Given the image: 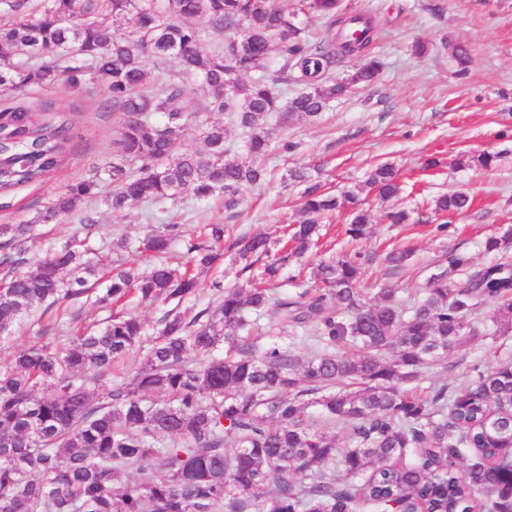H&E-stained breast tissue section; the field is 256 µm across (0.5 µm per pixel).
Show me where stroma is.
<instances>
[{"label":"stroma","instance_id":"obj_1","mask_svg":"<svg viewBox=\"0 0 512 512\" xmlns=\"http://www.w3.org/2000/svg\"><path fill=\"white\" fill-rule=\"evenodd\" d=\"M348 13L370 17L376 34L363 55L345 56L336 70L342 78L360 66L365 56L380 58L384 67L375 82L354 87L347 95L330 102L320 115L291 113L268 119L274 150L268 161L272 180L240 193L237 210L225 212L221 201L197 203L180 200L158 211L145 202L131 204L114 214L103 198L84 200L78 212L57 222L37 227L38 237L28 243V256L38 259L63 245L77 233L84 213H91L100 229L88 240L92 258L99 262L88 282L105 288L104 276L112 263V241L124 236L137 241L159 225H185L188 235H199L202 225H225L226 240L261 234L270 242L283 236L286 225L299 222L300 189L285 185L292 168H301L315 180L339 193L355 190L371 213V231L358 242L342 231L346 214L329 219L318 248L301 262L288 265L284 277L296 276L306 287L319 284L320 261L358 251L374 255L363 275L369 293L380 288L399 289L405 301L425 296L430 276L445 265L448 250L465 253L473 267L491 261L484 250L485 239L512 227V0H343ZM467 50L466 61L452 54L454 46ZM107 92L75 89L67 80L31 88L19 97L18 105L32 107L43 102L55 105L44 113L55 120L63 109L73 136L72 155L47 180L15 187L0 198V224H23L33 220L51 199L88 177L91 169L110 163L121 122L119 113L104 105ZM223 124L226 143L233 157H240L248 132L230 115L212 113L190 123L182 145L203 148L205 124ZM290 151H281L283 143ZM484 151L500 153L489 170L456 167L463 154ZM440 161L437 168L424 167L426 159ZM393 164L405 181L395 198L380 201L369 192L365 180L376 165ZM457 190L475 199L464 215L454 217L449 228L421 223L433 200ZM406 211L409 221L392 224L387 212ZM410 250L406 266L391 269L384 256L391 248ZM111 307L80 298L51 309H37L0 346V366L14 351L44 337L52 345L68 343L74 331L91 323L107 321ZM512 360V335L472 338L447 361L428 365L422 385L434 391L457 387L474 369H487Z\"/></svg>","mask_w":512,"mask_h":512}]
</instances>
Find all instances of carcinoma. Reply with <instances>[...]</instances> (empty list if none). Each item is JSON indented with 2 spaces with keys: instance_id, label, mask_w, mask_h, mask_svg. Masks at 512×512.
I'll return each mask as SVG.
<instances>
[{
  "instance_id": "carcinoma-1",
  "label": "carcinoma",
  "mask_w": 512,
  "mask_h": 512,
  "mask_svg": "<svg viewBox=\"0 0 512 512\" xmlns=\"http://www.w3.org/2000/svg\"><path fill=\"white\" fill-rule=\"evenodd\" d=\"M298 2L288 14L279 0H0L13 17L0 26V95L65 77L74 86L104 85L107 106L122 114L110 165L57 196L35 223L0 225V342L35 308L85 294V274L95 272L72 243L30 264L24 244L35 224L70 214L105 186L115 213L134 201L164 206L187 197H220L232 212L243 187L266 179L272 114L316 117L376 78L375 59L339 81L331 76L338 57L370 45V19L352 40L341 35L349 21L341 0ZM300 13L338 27L337 41L307 40L292 22ZM100 15L124 36L112 37L96 21ZM197 17L234 34L241 50L204 51L203 33L188 23ZM170 59L195 88L151 77L150 68L160 72ZM272 59L278 82L303 86L294 98L283 100L264 78L239 84L240 74ZM203 112H228L249 130L245 159L228 158L219 123L206 126V150L181 148L189 122ZM22 113L25 121L0 125V193L44 180L70 151L66 123ZM288 183L305 185V219L285 233L284 255L273 254L263 235L237 237L229 249L243 263L240 273L263 258L261 273L233 286L213 283L217 305L190 319L175 307L166 311L148 366L111 384L106 401L91 385L147 333L139 316L122 309L64 347L34 343L0 367V512H77V504L83 512H512V363L476 368L452 391L418 389L424 367L483 335L470 323L482 305L495 307L486 330L512 332V263L485 265L457 281L451 274L470 261L450 250L425 297L406 303L396 288L365 299L358 254L322 262L317 288L298 284L293 296L280 297L274 282L289 258L318 245L324 218L347 211L345 233L353 239L366 237L370 223L353 191L331 193L299 169L288 171ZM365 184L382 200L401 191L390 164L376 166ZM471 203L465 191L442 195L433 214L446 221ZM183 233L180 224H162L134 246L124 237L113 241L114 251L133 247L156 262L141 276L112 269L98 301L116 307L131 294L146 303L195 294V276L171 261ZM185 247L193 266L211 267L224 255V225H204V236ZM485 249L508 252L512 232L487 238ZM299 329L317 347L307 359L284 342ZM225 340L232 346L215 354ZM41 389L47 394L38 395ZM312 406L324 420L348 426L353 447L314 429ZM330 467L349 481L328 476ZM120 474L125 482L117 487Z\"/></svg>"
}]
</instances>
